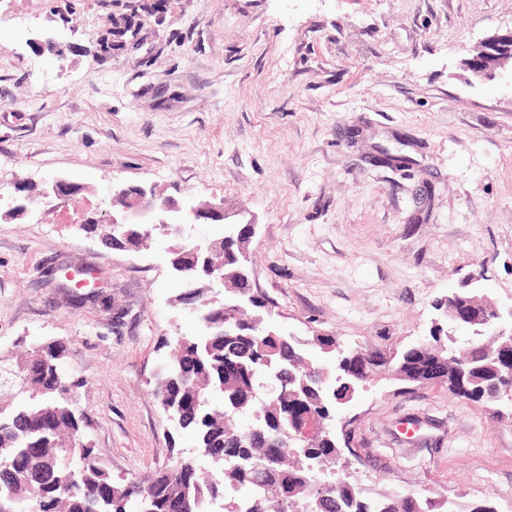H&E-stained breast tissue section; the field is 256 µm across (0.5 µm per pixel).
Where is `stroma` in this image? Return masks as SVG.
I'll return each mask as SVG.
<instances>
[{
  "label": "stroma",
  "mask_w": 512,
  "mask_h": 512,
  "mask_svg": "<svg viewBox=\"0 0 512 512\" xmlns=\"http://www.w3.org/2000/svg\"><path fill=\"white\" fill-rule=\"evenodd\" d=\"M125 18L134 40L108 49ZM509 28L512 0H0V357L65 345L114 479L192 447L153 395L167 339L202 332L176 301L180 236L106 245L117 182L255 220L251 282L279 332L421 344L469 273L512 311V83L461 64ZM57 177L79 194L9 216L15 185ZM54 266L96 268L112 309L66 304ZM349 415L337 439L369 491L512 512V411L374 380Z\"/></svg>",
  "instance_id": "1"
}]
</instances>
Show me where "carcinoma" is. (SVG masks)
<instances>
[{
  "label": "carcinoma",
  "mask_w": 512,
  "mask_h": 512,
  "mask_svg": "<svg viewBox=\"0 0 512 512\" xmlns=\"http://www.w3.org/2000/svg\"><path fill=\"white\" fill-rule=\"evenodd\" d=\"M122 231L129 233L124 242L141 243L136 225ZM119 237L106 234L103 239L117 247L124 243ZM239 265L238 245L224 246V273L236 291L221 301L205 288L179 294L178 301L198 313L205 334L174 337L166 377L154 392L179 428L193 434L194 448L168 470L118 483L94 448L83 447L74 458L81 479L69 482L54 448L81 432L75 403L81 382L62 367L61 344L37 345L20 364L24 389L0 406V445L12 449L10 465L0 469L3 512H21L33 498L42 502L44 512H210L207 505L224 498L227 488H245L249 495L224 512H449L439 500L395 493L369 499L348 481L321 482L309 464L313 458L334 462L341 456L336 433L315 447H300L289 438L288 400L266 407L252 402L255 391L288 376L294 379L292 394L332 422L349 385L335 365L321 356L308 357L296 338L256 327L253 312L269 309V300L251 296L247 281L233 277ZM472 334L475 339L459 344L451 324L443 322L430 338L450 359L463 360L461 370L444 378L448 392L484 401L497 415L505 370L491 348L495 337L478 326ZM428 349L418 344L399 352H363L368 375L358 387L375 377L388 378L392 367L410 379L421 378L418 363ZM214 396L222 398V406L212 404ZM226 412L251 414L258 424L246 432L231 429L224 424Z\"/></svg>",
  "instance_id": "obj_1"
}]
</instances>
